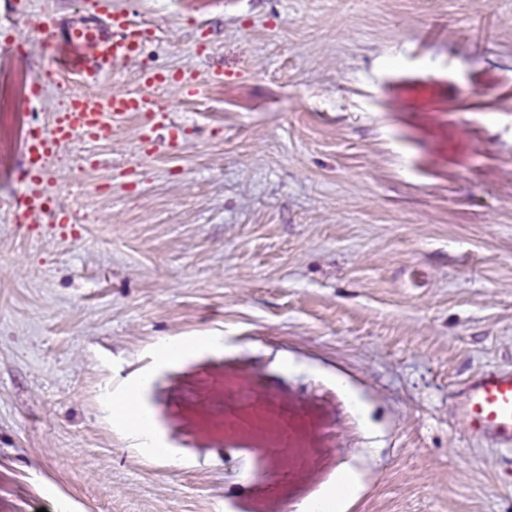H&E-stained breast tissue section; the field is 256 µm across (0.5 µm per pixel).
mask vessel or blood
<instances>
[{
    "instance_id": "1",
    "label": "vessel or blood",
    "mask_w": 512,
    "mask_h": 512,
    "mask_svg": "<svg viewBox=\"0 0 512 512\" xmlns=\"http://www.w3.org/2000/svg\"><path fill=\"white\" fill-rule=\"evenodd\" d=\"M94 21L59 29L44 23L46 38L64 39L83 55L62 63V70L74 73L79 81L97 88L116 74L120 64L134 58L151 35L149 29L129 14L112 9L110 0H85ZM156 100L137 91H119L70 99L64 113L50 131L38 132L24 144L28 191L20 196L18 222L38 229L41 223L66 227L69 212L51 206L55 180L52 160L57 151L72 142L91 145L108 139L132 113H154ZM459 412L467 431L475 437L493 440L501 447H512V369L492 370L470 378L458 391Z\"/></svg>"
}]
</instances>
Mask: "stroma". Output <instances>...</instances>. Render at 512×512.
<instances>
[{"mask_svg": "<svg viewBox=\"0 0 512 512\" xmlns=\"http://www.w3.org/2000/svg\"><path fill=\"white\" fill-rule=\"evenodd\" d=\"M111 2L156 37L100 93L194 82L61 150L75 230L31 238L19 129L63 101L37 23L90 14L0 0V512H260L197 421L242 385L304 424L312 484L354 476L341 512H512V452L457 411L512 368V0ZM144 376L162 455L103 407ZM220 345V339L217 336H210L204 341L196 339L192 342H176L167 340L162 342L157 348L158 362L171 363L178 361L191 352L202 348H217Z\"/></svg>", "mask_w": 512, "mask_h": 512, "instance_id": "35a3bbf8", "label": "stroma"}]
</instances>
